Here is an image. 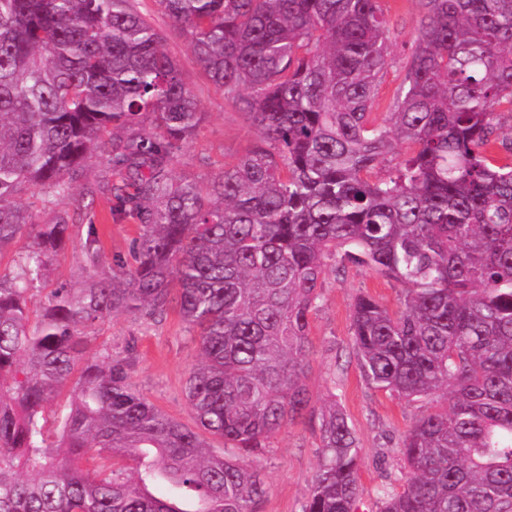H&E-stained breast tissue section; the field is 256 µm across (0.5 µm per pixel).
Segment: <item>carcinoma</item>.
Returning a JSON list of instances; mask_svg holds the SVG:
<instances>
[{
    "label": "carcinoma",
    "mask_w": 512,
    "mask_h": 512,
    "mask_svg": "<svg viewBox=\"0 0 512 512\" xmlns=\"http://www.w3.org/2000/svg\"><path fill=\"white\" fill-rule=\"evenodd\" d=\"M189 36L261 141L207 176L172 175L206 119L137 0H0V512H257L261 454L300 416L320 464L302 512H356L359 442L307 379L328 262L402 286L395 313L356 299L352 345L372 386L451 399L403 433L379 512H512V163L487 157L512 107V0H419L392 112L372 107L391 54L382 0H154ZM409 153L386 175L370 173ZM86 187L136 218L132 262L29 300L72 235L19 203ZM87 229L85 266L98 264ZM175 304L200 361L188 427L137 393L131 358L84 357V330ZM78 374L57 416L56 389ZM223 451L209 450L207 438ZM98 460L81 465L89 450Z\"/></svg>",
    "instance_id": "1"
}]
</instances>
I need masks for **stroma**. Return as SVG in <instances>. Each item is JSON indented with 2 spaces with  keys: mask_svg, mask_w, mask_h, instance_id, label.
Wrapping results in <instances>:
<instances>
[{
  "mask_svg": "<svg viewBox=\"0 0 512 512\" xmlns=\"http://www.w3.org/2000/svg\"><path fill=\"white\" fill-rule=\"evenodd\" d=\"M156 27L167 36L166 49L180 63L185 81L208 120L185 144L173 167L174 175L204 176L236 162L259 142L260 133L251 117L224 96L203 72L189 39L177 31L172 20L157 12L153 0H139ZM383 7L391 36V57L378 88L372 112L383 118L391 111L404 77L403 61L410 53L421 18L418 0H384ZM67 217L72 238L54 259L44 289L31 298L39 310L48 289L57 283L72 286L85 280L83 245L88 225H96L100 239L99 271L106 272L116 258L128 257L139 226L121 213L109 194L70 196L42 206L40 222ZM368 294L390 311L401 308L402 288L393 280L365 267L348 268L344 275L327 269L322 297L312 318L313 353L307 384L316 403L334 399L355 431L360 446V497L357 512H379V490L393 482L401 471L398 442L414 419L425 410L423 400L409 401L376 389L361 375L351 340V313L355 298ZM135 345L136 360L131 382L136 391L185 425H192L185 382L197 364L198 348L192 333L176 311H168L162 322L117 314L90 330L87 353L109 351L125 355ZM319 432L316 425L300 419L275 433L263 457L266 492L258 512H301L319 465Z\"/></svg>",
  "mask_w": 512,
  "mask_h": 512,
  "instance_id": "stroma-1",
  "label": "stroma"
}]
</instances>
